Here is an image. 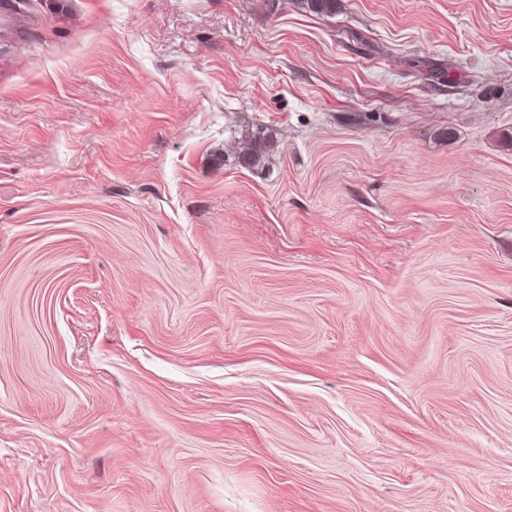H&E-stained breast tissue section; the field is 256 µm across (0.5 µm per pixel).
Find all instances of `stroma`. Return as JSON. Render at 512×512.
I'll return each mask as SVG.
<instances>
[{
  "mask_svg": "<svg viewBox=\"0 0 512 512\" xmlns=\"http://www.w3.org/2000/svg\"><path fill=\"white\" fill-rule=\"evenodd\" d=\"M0 512H512V0L0 14Z\"/></svg>",
  "mask_w": 512,
  "mask_h": 512,
  "instance_id": "35a3bbf8",
  "label": "stroma"
}]
</instances>
